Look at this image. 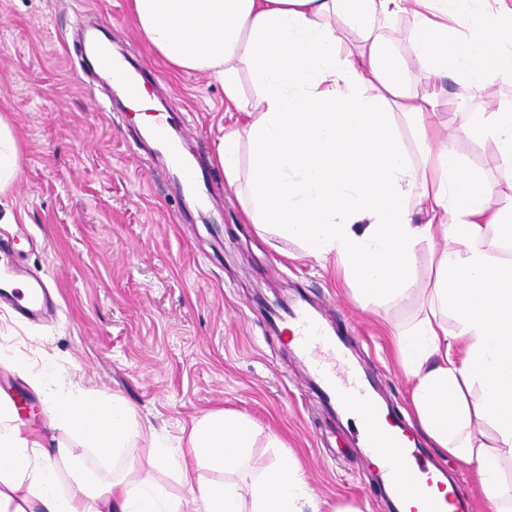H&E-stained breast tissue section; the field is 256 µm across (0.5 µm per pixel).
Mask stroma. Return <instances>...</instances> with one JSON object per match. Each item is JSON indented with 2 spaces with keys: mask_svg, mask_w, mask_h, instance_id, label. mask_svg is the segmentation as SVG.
<instances>
[{
  "mask_svg": "<svg viewBox=\"0 0 512 512\" xmlns=\"http://www.w3.org/2000/svg\"><path fill=\"white\" fill-rule=\"evenodd\" d=\"M100 22L141 71L153 110L169 112L177 126L192 123L186 148L207 176L209 209L178 189L164 156L139 134L135 109L83 72L79 31ZM415 29L408 11L385 27L413 93L423 81ZM511 105L512 76L489 75L477 93L462 80L444 81L435 133L446 139ZM0 115L21 152L20 176L0 195V216L14 221L0 233L11 236L28 273L57 290L60 306L47 324L0 309V384L15 387L23 436L76 456L60 467L62 485L77 468L110 481L144 461L154 437L179 456L193 422L229 410L253 420L261 461L284 450L297 456L319 512H390L350 419L321 400L271 314L280 298L306 296L349 333L355 358L380 375L385 401L410 425L412 385L392 333L421 316L434 271L419 265L411 302L378 306L347 284L335 258L320 263L294 243L263 242L215 159L225 129L243 125L246 114L226 109L212 76L177 70L158 54L136 27L131 0H0ZM454 148L494 185L492 207L503 206L512 172L496 143L459 139ZM44 371L67 387L128 401L139 433L121 459L102 460L54 427L30 383ZM435 459L469 512H492L476 464L450 454Z\"/></svg>",
  "mask_w": 512,
  "mask_h": 512,
  "instance_id": "obj_1",
  "label": "stroma"
}]
</instances>
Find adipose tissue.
I'll return each instance as SVG.
<instances>
[{
  "mask_svg": "<svg viewBox=\"0 0 512 512\" xmlns=\"http://www.w3.org/2000/svg\"><path fill=\"white\" fill-rule=\"evenodd\" d=\"M405 0H133L139 31L173 67L207 72L227 106L247 113L225 131L216 159L229 186L243 193L247 219L262 232L296 243L322 262L335 258L372 302L410 300L407 288L427 249L436 274L429 304L410 329L398 331L403 370L412 383L416 423L434 448L476 463L495 512H512L500 461L512 457V264L491 251L512 241V202L490 211L493 186L461 165L452 144L435 145L437 87L464 75L480 89L487 75L512 73V0H414V52L426 85L408 93L403 65L380 29ZM468 4L473 32L458 29ZM355 29L349 48L336 23ZM255 95L244 99L242 77ZM417 134L414 165L399 122ZM461 137L493 138L512 171V108L474 119ZM459 242L456 251L437 235ZM458 331L449 334V321ZM31 383L54 424L80 447L110 458L128 446L133 410L120 396L65 389L47 376ZM480 401H471L473 388ZM0 401V512H306L309 490L297 457L253 462L255 427L246 415L210 413L191 426L190 455L177 464L184 498L162 497L150 476L164 456L150 449L136 481L106 485L79 475L62 487L59 462L21 436ZM224 474L196 485L195 467ZM252 468L248 486L234 474Z\"/></svg>",
  "mask_w": 512,
  "mask_h": 512,
  "instance_id": "obj_1",
  "label": "adipose tissue"
}]
</instances>
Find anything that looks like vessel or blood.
<instances>
[{
	"label": "vessel or blood",
	"mask_w": 512,
	"mask_h": 512,
	"mask_svg": "<svg viewBox=\"0 0 512 512\" xmlns=\"http://www.w3.org/2000/svg\"><path fill=\"white\" fill-rule=\"evenodd\" d=\"M90 66L97 73L120 76L122 94L130 103L145 100L144 82L122 72L104 43L95 45ZM145 134L167 153L184 185L195 196H202V178L191 159L183 155L179 141L162 114H155L147 124ZM22 278L28 281L26 291L14 290V283ZM0 302L26 319L41 318L54 310L46 283L38 277L27 278L25 271L12 260L10 247L5 242H0ZM280 319L288 323L289 343L306 361L324 401L357 419L359 445L367 458L375 459L379 486L386 499L402 507L421 502L428 512H448L449 505L454 502L452 494L441 498L431 496L430 490L437 476L434 464L418 448L411 430L390 422L387 413L377 406V385L368 372L351 362L345 338L331 331L319 316L302 307L288 308Z\"/></svg>",
	"instance_id": "obj_1"
}]
</instances>
